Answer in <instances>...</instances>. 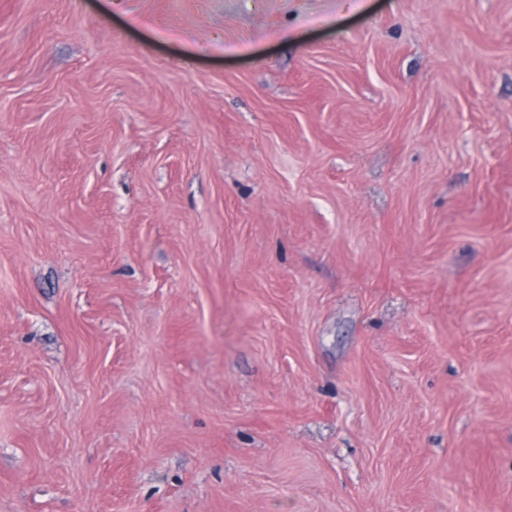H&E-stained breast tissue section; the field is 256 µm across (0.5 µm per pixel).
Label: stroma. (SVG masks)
Instances as JSON below:
<instances>
[{"instance_id": "obj_1", "label": "stroma", "mask_w": 512, "mask_h": 512, "mask_svg": "<svg viewBox=\"0 0 512 512\" xmlns=\"http://www.w3.org/2000/svg\"><path fill=\"white\" fill-rule=\"evenodd\" d=\"M0 512H512V0H0Z\"/></svg>"}]
</instances>
